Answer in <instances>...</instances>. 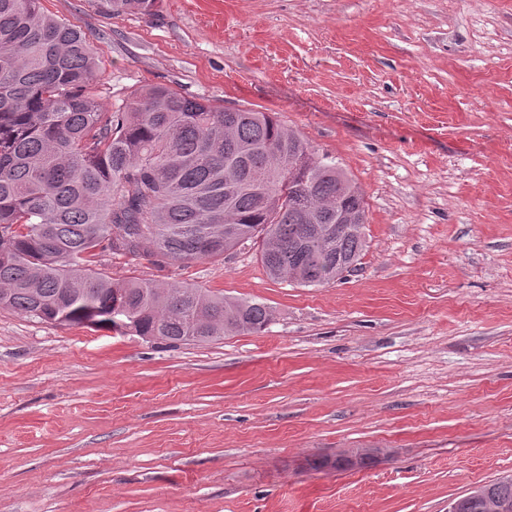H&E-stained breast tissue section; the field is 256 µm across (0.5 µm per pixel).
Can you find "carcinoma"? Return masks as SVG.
<instances>
[{
  "label": "carcinoma",
  "mask_w": 512,
  "mask_h": 512,
  "mask_svg": "<svg viewBox=\"0 0 512 512\" xmlns=\"http://www.w3.org/2000/svg\"><path fill=\"white\" fill-rule=\"evenodd\" d=\"M150 15L157 0H95ZM41 0H0V309L68 327L121 323L169 344L258 333L255 299L184 283L114 281L103 251L189 265L248 242L274 280L329 284L359 264L364 196L336 159L273 115L228 112L150 86L112 112L88 92L97 61L85 34ZM512 504V477L459 512Z\"/></svg>",
  "instance_id": "carcinoma-1"
}]
</instances>
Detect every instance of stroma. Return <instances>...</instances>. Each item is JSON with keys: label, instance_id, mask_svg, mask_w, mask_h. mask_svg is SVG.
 Instances as JSON below:
<instances>
[{"label": "stroma", "instance_id": "35a3bbf8", "mask_svg": "<svg viewBox=\"0 0 512 512\" xmlns=\"http://www.w3.org/2000/svg\"><path fill=\"white\" fill-rule=\"evenodd\" d=\"M106 107L164 85L274 113L364 194L342 280L253 249L115 280L265 302L262 332L168 346L0 309V512H448L512 476V0H42ZM378 452L315 471L316 456ZM96 5L108 13L129 12L150 15L157 0H95Z\"/></svg>", "mask_w": 512, "mask_h": 512}]
</instances>
